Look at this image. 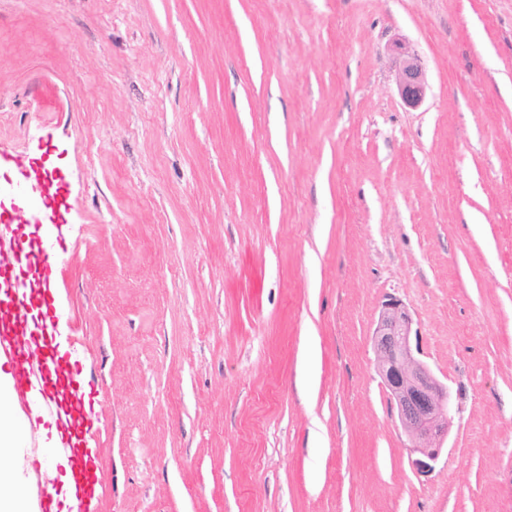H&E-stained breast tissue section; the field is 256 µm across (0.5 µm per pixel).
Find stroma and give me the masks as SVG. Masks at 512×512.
<instances>
[{"label": "stroma", "mask_w": 512, "mask_h": 512, "mask_svg": "<svg viewBox=\"0 0 512 512\" xmlns=\"http://www.w3.org/2000/svg\"><path fill=\"white\" fill-rule=\"evenodd\" d=\"M0 143L69 204L82 512H512V0H0ZM391 297L452 395L426 472ZM397 65L395 85L402 103L410 108L421 105L428 93L426 70L419 55L409 47H401ZM413 317L399 299L382 303L372 331L376 371L389 393L391 403L410 448L431 468L448 436L452 405L448 385L443 383L412 347Z\"/></svg>", "instance_id": "35a3bbf8"}]
</instances>
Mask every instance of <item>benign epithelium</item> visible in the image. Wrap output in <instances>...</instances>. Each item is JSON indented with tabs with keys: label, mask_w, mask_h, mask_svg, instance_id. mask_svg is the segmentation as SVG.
<instances>
[{
	"label": "benign epithelium",
	"mask_w": 512,
	"mask_h": 512,
	"mask_svg": "<svg viewBox=\"0 0 512 512\" xmlns=\"http://www.w3.org/2000/svg\"><path fill=\"white\" fill-rule=\"evenodd\" d=\"M395 85L402 103L421 105L428 93L426 70L419 55L405 47L397 65ZM413 317L399 299L382 303L372 331L376 371L412 448L422 456L423 468L437 460L448 436L452 405L443 383L414 351Z\"/></svg>",
	"instance_id": "7a95c632"
}]
</instances>
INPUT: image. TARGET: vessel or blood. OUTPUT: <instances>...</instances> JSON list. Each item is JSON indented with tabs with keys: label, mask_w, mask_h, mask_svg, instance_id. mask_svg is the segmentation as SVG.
I'll list each match as a JSON object with an SVG mask.
<instances>
[{
	"label": "vessel or blood",
	"mask_w": 512,
	"mask_h": 512,
	"mask_svg": "<svg viewBox=\"0 0 512 512\" xmlns=\"http://www.w3.org/2000/svg\"><path fill=\"white\" fill-rule=\"evenodd\" d=\"M47 200L46 217L57 222L66 201L52 170H34ZM9 236V254L0 253V359L14 369L17 392H39L42 410L55 423L59 446L69 467L68 492L84 502L95 477L82 428L87 404L82 368L60 354L53 288L56 264L35 233H20L0 212V237Z\"/></svg>",
	"instance_id": "1"
}]
</instances>
